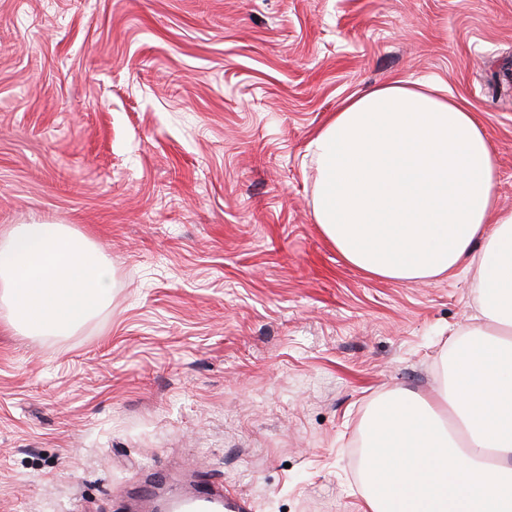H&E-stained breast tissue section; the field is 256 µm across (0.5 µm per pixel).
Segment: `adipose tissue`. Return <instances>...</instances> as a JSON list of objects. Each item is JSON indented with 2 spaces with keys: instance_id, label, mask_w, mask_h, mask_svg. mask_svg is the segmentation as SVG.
<instances>
[{
  "instance_id": "ef3b65f1",
  "label": "adipose tissue",
  "mask_w": 512,
  "mask_h": 512,
  "mask_svg": "<svg viewBox=\"0 0 512 512\" xmlns=\"http://www.w3.org/2000/svg\"><path fill=\"white\" fill-rule=\"evenodd\" d=\"M314 216L345 262L411 283L475 269L480 323L431 398L363 425L367 512H512V211L486 128L436 82L347 97L309 146Z\"/></svg>"
}]
</instances>
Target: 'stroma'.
I'll list each match as a JSON object with an SVG mask.
<instances>
[{"instance_id": "obj_1", "label": "stroma", "mask_w": 512, "mask_h": 512, "mask_svg": "<svg viewBox=\"0 0 512 512\" xmlns=\"http://www.w3.org/2000/svg\"><path fill=\"white\" fill-rule=\"evenodd\" d=\"M397 79L475 112L512 211V0H0V232L112 266L70 335L0 320V512H127L155 475L364 512L365 418L477 313L472 274L369 277L315 221L311 139Z\"/></svg>"}]
</instances>
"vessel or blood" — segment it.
<instances>
[{"mask_svg": "<svg viewBox=\"0 0 512 512\" xmlns=\"http://www.w3.org/2000/svg\"><path fill=\"white\" fill-rule=\"evenodd\" d=\"M141 494L146 512H246L243 500L199 481L186 493L164 495L147 485Z\"/></svg>", "mask_w": 512, "mask_h": 512, "instance_id": "b4317fda", "label": "vessel or blood"}]
</instances>
